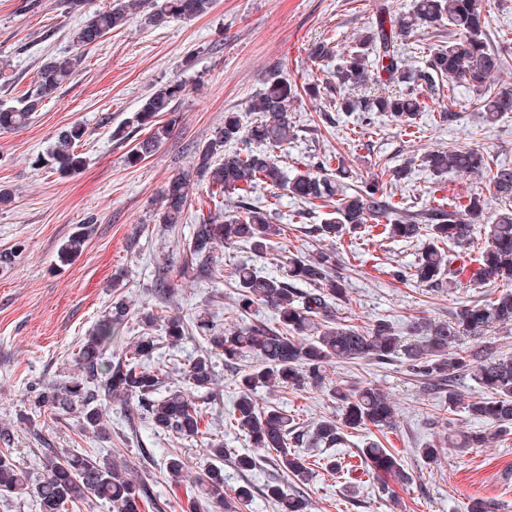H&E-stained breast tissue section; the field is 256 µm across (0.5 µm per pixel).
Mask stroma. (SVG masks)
I'll return each instance as SVG.
<instances>
[{"instance_id": "35a3bbf8", "label": "stroma", "mask_w": 512, "mask_h": 512, "mask_svg": "<svg viewBox=\"0 0 512 512\" xmlns=\"http://www.w3.org/2000/svg\"><path fill=\"white\" fill-rule=\"evenodd\" d=\"M111 3L86 0L82 9L72 10L65 0H0V57L11 61L14 74L13 85L0 89V101H16L33 89L44 59L71 51V29ZM413 4L414 0H215L209 14L191 21L174 19L158 29L143 27L133 18L99 45L80 50L73 75L44 101L27 126L0 132V187L13 195L12 204L0 208V254L10 257L0 263V428L10 430L12 456L31 476L41 473L40 447L80 452L108 448L133 478L148 485L164 512H184V494L164 469L165 458L175 453L189 462L186 478L221 465L226 493L251 485L248 512H276L265 492L279 475L266 451L253 447L240 433L224 430V417L238 395L237 374L253 368L256 358L245 357L231 368L223 357H215L214 400L204 412L210 433L193 443L157 432L144 416L128 424L127 406L117 400L106 410V434L85 431L76 414L35 413L34 389L76 373L81 344L110 308L113 295L123 296L132 311H158L162 306L153 293V281L166 260L176 285L164 306L168 313L204 314L219 326L230 325L234 294L227 280L200 281L182 267L189 224L171 229L157 223L162 189L176 175L192 171L194 145L213 135L225 113H237L243 126L254 124L257 115L250 112V102L271 70L297 84L320 79L337 60L309 57L312 43L330 39L348 47L374 20L378 7L401 15ZM170 81L185 87L171 135L154 156L127 166V153L144 133L137 129L120 141L112 138V130L126 124L155 87ZM472 97L469 88L457 87L454 98H439L440 105L457 112L456 122H440L437 113L427 111L419 113L411 128L380 114L366 124L346 112L336 113L330 124L324 118L330 108L327 96L303 97L292 113L298 138L279 153L280 165L292 172L329 156L338 177L352 187L404 167L406 179L392 189L396 200L415 210L445 195L456 199L484 191L486 183L479 175L437 178L419 163L425 153L453 142L512 166V112L488 126L470 108ZM74 122L88 129L79 148L85 159L81 173L66 176L49 168L33 169L31 158L47 154L57 133ZM248 200L273 211L274 223L283 225L285 232L260 259L243 245H217V265L229 270L248 263L281 277L291 255L335 252L348 288V301L339 314L349 324L366 328L387 319L407 337L415 318L446 320L462 305L499 294L489 284L449 289L401 283L390 271L412 265L422 241L374 235L354 245L346 238L323 239L315 227L329 218L330 208L315 209L305 223L296 224L292 216L297 201L267 188L254 189ZM91 215L97 222L89 226L85 220ZM82 227L87 230L84 251L75 261H60V245ZM18 243L23 246L19 253L14 250ZM324 376V388L274 396L261 390L258 402L283 408L309 432L318 421L339 414L328 388L369 384L394 401L397 424L385 432L372 426L346 432L343 445L333 450L306 449V456L332 455L355 467L345 478L319 474L304 486L308 512H468L474 499L484 500L489 512H512V434L495 435L491 425L468 416L464 403L482 393L470 375L457 376L454 385L463 404L451 412L399 358L359 366L334 359L326 364ZM23 413L35 414L40 435L20 425ZM474 433L486 435V442L462 447L464 437ZM216 439L225 448L220 462L209 451L210 441ZM372 441L398 455L405 477L380 481L361 470V450ZM430 444L440 450L432 462L418 453ZM241 453L256 458L254 471L236 468L233 458Z\"/></svg>"}]
</instances>
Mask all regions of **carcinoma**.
<instances>
[{
    "instance_id": "1",
    "label": "carcinoma",
    "mask_w": 512,
    "mask_h": 512,
    "mask_svg": "<svg viewBox=\"0 0 512 512\" xmlns=\"http://www.w3.org/2000/svg\"><path fill=\"white\" fill-rule=\"evenodd\" d=\"M214 0H112V7L88 16L71 33L77 48L95 45L114 29L124 26L133 14L146 28H158L173 18L193 20L210 12ZM489 0H415L413 10L393 16L379 11L350 50L340 54V63L322 84L310 91H326L337 112H361L363 121L376 113L413 126L418 113L427 108L425 98L448 84L454 90L459 83L474 93L472 105L490 126L512 112V85L490 90L493 73L504 65L502 54L491 44L485 30ZM448 27V36L426 47L424 68L412 71L404 63L398 41L418 28ZM78 57L71 53L49 56L36 74V88L18 100V105L0 104V131L26 126L53 94L75 71ZM390 86L392 91H368L354 97L351 91L362 86ZM184 92L178 82L156 88L134 113L129 124L146 131L127 154L128 165L153 156L168 138L175 123L160 124L159 117L177 111ZM298 86L280 74H268L263 88L252 99L250 111L260 114L256 125L245 129L234 112L224 113V123L215 134L196 146L193 171L172 178L162 191L161 212L157 222L173 227L183 223L192 203L196 185L205 186L211 198H226L259 186L283 190L310 206L336 202L335 217L316 227L323 238H341L354 234L367 224L382 226V234L402 241L428 239L412 270L396 268L390 275L401 282L415 281L428 287L443 283L458 285L461 279L478 284H494L500 295L488 304L464 305L453 318H418L413 333L421 340L406 343L393 323L379 319L362 330L338 316L339 303L347 300L345 277L336 271V257L319 251L289 258L288 277L270 275L249 265H239L228 276L237 291L235 312L239 327L220 329L204 317L189 324L179 315L158 316L148 313L139 318L143 333L133 337L122 356L104 359L112 342L122 336L132 320L130 305L121 297L112 301L107 313L95 324L83 342L76 377L39 388L34 406L56 413H77L83 428L99 435L106 433L103 410L115 398L137 399L138 408L153 425L177 439L196 440L204 435V409L212 403L210 385L215 379L211 354L224 357V365L236 366L242 357L252 355L260 365L243 372L239 395L233 411L224 419V429L244 434L256 448H263L270 462L296 485H307L314 476L312 463L298 448L304 438L295 433L294 416L283 409L259 406L257 390L273 394L282 389L302 390L322 386L323 368L332 359L373 360L385 363L400 355L413 373L432 388L448 390V409L461 402L452 388L453 379L468 373L484 391V396L466 405L468 414L488 421L501 432L512 433V357L501 353L496 341L485 338L490 328L512 325V168L493 165L477 149L452 144L432 151L421 162L433 176L450 172L480 173L486 178L489 195L473 194L456 205L430 204L413 210L392 201L388 183L376 178L349 190L329 173L324 161L311 162L306 170L290 177L273 156L276 149L294 139L295 126L291 106L296 102ZM86 127L73 123L57 135L49 154L38 155L32 166L49 167L71 175L80 171L85 160L75 149L84 141ZM266 145L253 150L248 143ZM488 225L485 243L476 258L477 267L469 270L466 257L449 251V245L466 246L476 225ZM284 232L272 221L271 214L244 200L236 211L219 223L210 215L198 217L183 255V267L196 271V277L213 279L224 275L215 264L214 244H245L262 257L272 247V239ZM86 232L69 237L60 247V255L72 260L82 254ZM169 265L155 283V293L163 304L169 301L174 284L168 277ZM305 285L301 289L297 284ZM259 306L277 316L273 328L251 317ZM171 345L181 343L197 332L207 344L202 353L183 364V382L194 388L190 395L169 386V372L149 367L157 350L149 335L157 323ZM478 340L462 352L452 348L464 336ZM331 397L342 404L338 419L316 423L311 438L317 447L333 448L345 430L373 425L391 429L396 408L380 388L366 386L348 390L336 388ZM42 473L33 488L36 512H68L69 507L90 498L105 503L111 512H140L143 501L151 499L146 484L129 477L127 469L110 458H97L81 452L41 449ZM365 462L380 480L403 475L398 456L376 442L362 449ZM168 477L180 484L185 460L172 454L165 459ZM30 474L13 460L9 449L0 448V495L24 490ZM201 494L187 497L188 512H243L253 499L248 485L237 488L234 496L224 497V472L215 466L198 477ZM266 496L279 504L280 512H306L308 500L290 493L281 483L266 487Z\"/></svg>"
}]
</instances>
